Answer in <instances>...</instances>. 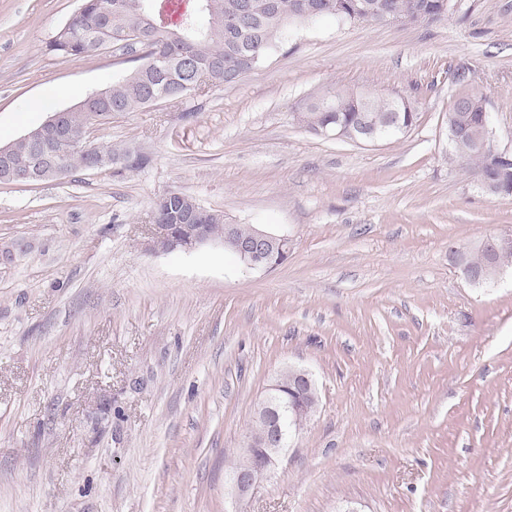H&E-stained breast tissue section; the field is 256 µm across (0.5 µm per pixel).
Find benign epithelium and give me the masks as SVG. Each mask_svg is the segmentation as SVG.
Instances as JSON below:
<instances>
[{"label":"benign epithelium","mask_w":512,"mask_h":512,"mask_svg":"<svg viewBox=\"0 0 512 512\" xmlns=\"http://www.w3.org/2000/svg\"><path fill=\"white\" fill-rule=\"evenodd\" d=\"M104 96L105 92L101 90L88 95L79 104V107L87 112L89 122H96V103ZM62 115L61 111L54 113L41 127L28 132L24 138L36 142L41 139L45 130L62 128ZM481 136L485 146L493 148V152L498 156L508 161L512 159L511 153L496 149L488 114L483 120ZM9 156L10 147H0V179L8 184L37 183L44 166L55 163L47 149L42 148L36 153L35 167L25 173H16L8 165ZM161 244L166 251L181 252H192L209 245H221L231 249L245 267L264 271L274 270L277 264L273 263L272 259L280 255L286 256L292 249V241L288 236L271 232L259 225L251 226L250 234L241 237L238 234V225L227 221L224 223V236L215 238L209 233L208 225L196 223L193 216L185 217L179 224L153 225L148 242L149 250L155 251ZM479 246L486 256L483 272L475 275L470 271L466 249L456 251L459 267L473 283L494 281L503 273L497 255L502 250L512 247V236L489 237L480 241ZM287 372L289 379L312 394L313 409H318V390L312 375L307 370L297 367H290ZM293 411V407L281 403L279 384H271L255 412V421L260 423V427L247 432L240 451V461L230 472V484L236 497L244 498L252 494L268 480L271 467L286 452L290 439L301 430L300 424L287 419Z\"/></svg>","instance_id":"obj_1"}]
</instances>
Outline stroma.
<instances>
[{
  "mask_svg": "<svg viewBox=\"0 0 512 512\" xmlns=\"http://www.w3.org/2000/svg\"><path fill=\"white\" fill-rule=\"evenodd\" d=\"M80 0H0V145L125 75L129 53L48 48ZM512 150V0L425 23L291 26L232 85L117 117L123 163L0 185V512H512V271L452 251L512 233V195L448 161L455 72ZM400 94L375 143L301 128L324 90ZM168 191L287 235V262L149 252ZM309 370L316 415L235 502L259 399Z\"/></svg>",
  "mask_w": 512,
  "mask_h": 512,
  "instance_id": "35a3bbf8",
  "label": "stroma"
}]
</instances>
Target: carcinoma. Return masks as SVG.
Listing matches in <instances>:
<instances>
[{
	"label": "carcinoma",
	"mask_w": 512,
	"mask_h": 512,
	"mask_svg": "<svg viewBox=\"0 0 512 512\" xmlns=\"http://www.w3.org/2000/svg\"><path fill=\"white\" fill-rule=\"evenodd\" d=\"M252 4L255 38L243 39L237 27L239 5ZM82 0V5L59 29L49 50L67 56H92L109 47L137 49L139 64L133 71L107 86L109 96L100 110L107 122L138 109L166 101L161 93L177 90L176 98L194 91L198 68L210 70L211 86L233 84L253 70L279 43L288 37L287 26L311 23L324 17L338 22H378L375 14L388 11L410 23L437 19L441 0ZM165 52L169 65L154 67L156 54ZM458 86L448 110V128L468 125L475 129L487 111V100L464 73L453 75ZM420 118L407 97L339 90L333 98L322 97L298 112V123L310 132L328 125L343 126L363 137L382 139L410 131ZM122 160L130 169L142 159L128 151L101 149L89 139L68 145L56 169L42 172V181L59 180L70 173L87 170L91 156ZM13 163L20 167L32 161V147L21 139L12 143ZM448 161L472 173L477 179L496 178L499 193L512 195V161H504L478 142L477 136L455 144ZM195 198L182 193L162 206L154 205L160 218L171 224L174 213L193 209ZM284 404L303 405L304 397L291 389L288 378L280 379Z\"/></svg>",
	"instance_id": "1"
}]
</instances>
